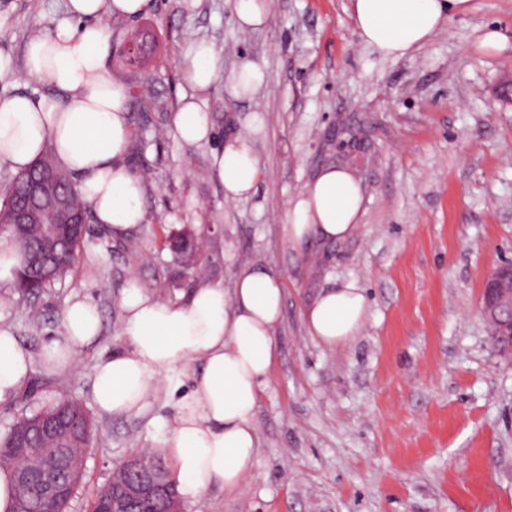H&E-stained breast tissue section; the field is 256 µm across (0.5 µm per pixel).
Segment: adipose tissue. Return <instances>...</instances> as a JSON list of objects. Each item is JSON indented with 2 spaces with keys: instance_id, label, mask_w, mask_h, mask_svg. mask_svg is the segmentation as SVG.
I'll return each mask as SVG.
<instances>
[{
  "instance_id": "adipose-tissue-1",
  "label": "adipose tissue",
  "mask_w": 512,
  "mask_h": 512,
  "mask_svg": "<svg viewBox=\"0 0 512 512\" xmlns=\"http://www.w3.org/2000/svg\"><path fill=\"white\" fill-rule=\"evenodd\" d=\"M468 0H350L361 41L380 55L402 58L428 42ZM151 0H67L66 16L51 36L29 41L28 75L49 82L55 95L16 94L0 99V163L27 170L45 147L59 165L77 176L78 190L96 223L115 236L145 222V187L125 163L132 126L126 91L109 79L105 58L110 17L145 14ZM183 96L174 115L178 137L187 143L210 139L209 115L199 97L223 82L234 98L253 97L267 87L261 66L244 62L225 75L224 61L206 41L186 56ZM263 127L252 118L245 132L225 142L212 157L224 198L252 195L262 173L254 136ZM365 188L347 167L325 166L292 196L284 213L289 241L299 248L342 243L359 228ZM128 346L94 366V397L105 413H135L157 391L161 377L177 366L200 362L183 395L166 444L172 451V478L194 497L219 487L241 491L258 462L255 413L267 387L275 355V331L282 319L279 272L260 265L242 269L232 291L203 284L184 303L162 300L137 285L121 298ZM367 300L355 282L318 293L305 307L310 336L335 347L360 331ZM63 332L33 359L10 331L0 330V401L15 396L35 364L71 368L78 353L100 332L94 304L72 300L62 311Z\"/></svg>"
}]
</instances>
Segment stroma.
Returning <instances> with one entry per match:
<instances>
[{"instance_id": "35a3bbf8", "label": "stroma", "mask_w": 512, "mask_h": 512, "mask_svg": "<svg viewBox=\"0 0 512 512\" xmlns=\"http://www.w3.org/2000/svg\"><path fill=\"white\" fill-rule=\"evenodd\" d=\"M64 3L0 0V53L14 68L0 77V97L52 94L26 74L25 48L52 34ZM235 6L153 0L142 16L109 21L105 68L127 91L126 163L146 187V219L122 238L92 224L73 272L39 297L0 284V327L36 357L60 335L71 300L101 315L76 368L35 369L0 402V435L41 404L82 403L95 435L66 512H91L119 463L165 453L194 373H166L139 412L96 408L93 367L127 345L129 280L184 301L200 281L228 289L244 265H264L281 273L284 301L255 416L258 464L242 493L215 487L182 498L181 512H512V353L499 351L481 314L485 278L512 260V99L503 95L512 0H470L399 59L361 42L349 0H268L256 31L239 28ZM489 30L501 35L497 47L482 43ZM134 38L151 51L145 66L126 60ZM200 40L225 73L252 61L269 84L236 100L216 83L201 99L212 136L188 144L173 115L189 91L181 59ZM255 114L262 174L252 196L229 203L212 155ZM327 165L361 178L360 227L342 244L295 248L283 229L288 200ZM174 231L198 241L192 263L166 246ZM351 280L364 290L366 320L348 343L325 347L309 336L303 309Z\"/></svg>"}]
</instances>
